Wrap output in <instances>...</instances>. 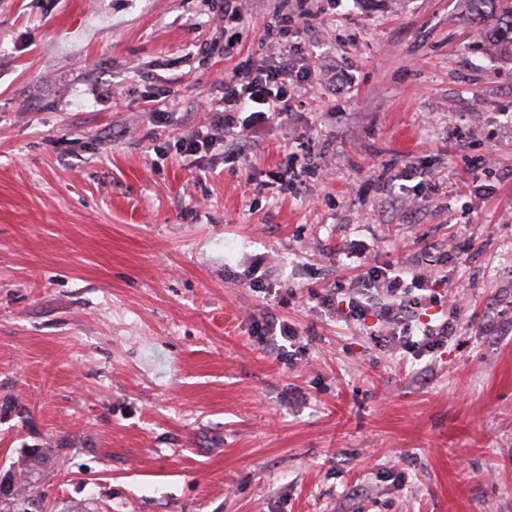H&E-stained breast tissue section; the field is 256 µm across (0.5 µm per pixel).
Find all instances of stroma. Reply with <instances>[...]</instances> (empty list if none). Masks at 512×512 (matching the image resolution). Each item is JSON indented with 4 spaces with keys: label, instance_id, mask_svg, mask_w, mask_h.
<instances>
[{
    "label": "stroma",
    "instance_id": "stroma-1",
    "mask_svg": "<svg viewBox=\"0 0 512 512\" xmlns=\"http://www.w3.org/2000/svg\"><path fill=\"white\" fill-rule=\"evenodd\" d=\"M271 6L0 0V482L37 451L42 512H512V56L464 0H320L292 112L177 153ZM389 264L462 300L438 351L317 303Z\"/></svg>",
    "mask_w": 512,
    "mask_h": 512
}]
</instances>
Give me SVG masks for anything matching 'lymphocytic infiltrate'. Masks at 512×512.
<instances>
[{
    "label": "lymphocytic infiltrate",
    "mask_w": 512,
    "mask_h": 512,
    "mask_svg": "<svg viewBox=\"0 0 512 512\" xmlns=\"http://www.w3.org/2000/svg\"><path fill=\"white\" fill-rule=\"evenodd\" d=\"M302 2L277 0L265 24L268 38L278 47L274 64L249 60L225 77L224 95L211 107L207 129L179 140L180 153L194 156L207 151L215 141L237 140L241 135L238 111L253 110L259 120L288 111L290 87L300 86L311 75L310 68L300 64L287 46L290 25L305 17L298 9ZM425 284V276L407 281L398 269L390 266L371 271L365 284L366 290L381 289L386 297L378 312L386 335L397 338L404 348L420 353L441 347L456 331L454 320L447 317L436 323L420 321L419 311L428 300Z\"/></svg>",
    "instance_id": "f902f5d3"
}]
</instances>
